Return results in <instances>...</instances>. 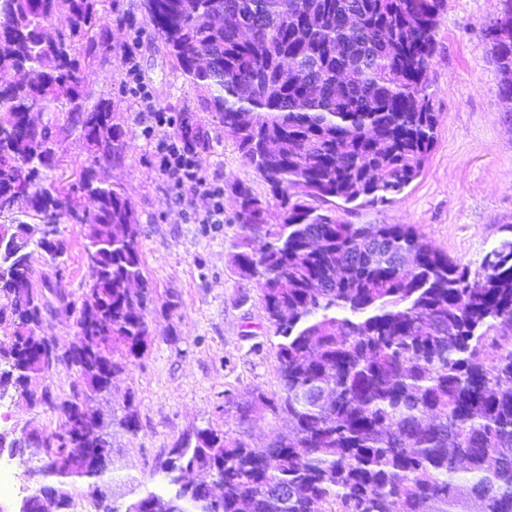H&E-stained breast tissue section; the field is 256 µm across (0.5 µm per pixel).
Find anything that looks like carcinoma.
I'll return each mask as SVG.
<instances>
[{
  "instance_id": "obj_1",
  "label": "carcinoma",
  "mask_w": 512,
  "mask_h": 512,
  "mask_svg": "<svg viewBox=\"0 0 512 512\" xmlns=\"http://www.w3.org/2000/svg\"><path fill=\"white\" fill-rule=\"evenodd\" d=\"M445 0H142L146 22L203 110L224 127L244 163L279 201L266 224L252 191L235 189L238 223L252 233L237 255L256 279L280 337L282 395L241 408L242 422L270 407L289 432L262 449L213 428L180 438L161 465L166 492L143 512H512V238L476 270L436 250L409 224H346L291 194L368 204L393 201L421 174L434 146L430 61ZM217 10L227 23L212 28ZM350 13L362 17L352 26ZM112 0H0V218L49 226L53 241L25 237L0 250V399L40 403L60 425L19 448L27 473L73 507L81 480L104 512H122L98 485L92 435L101 413L74 415L112 388L148 345L139 228L122 189L87 167L68 188L42 185L58 141L77 136L97 162L120 155L112 102L85 70L111 63ZM512 0L482 27L512 92ZM198 54L209 58L203 71ZM46 119L26 115L35 100ZM93 201L81 209L72 195ZM96 224L87 238L89 284L81 304L60 283L32 278L43 253L63 276L59 225ZM76 315L71 348L35 336L44 316ZM65 369L82 387L58 400L46 379ZM210 464V486L185 473ZM222 493L213 499L212 489Z\"/></svg>"
}]
</instances>
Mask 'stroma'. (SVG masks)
<instances>
[{"label": "stroma", "instance_id": "35a3bbf8", "mask_svg": "<svg viewBox=\"0 0 512 512\" xmlns=\"http://www.w3.org/2000/svg\"><path fill=\"white\" fill-rule=\"evenodd\" d=\"M120 14L133 17L143 33L113 25L120 46H134L142 80L173 124L155 125L126 94L122 55L111 69L89 74L93 89L112 101L124 130L120 159L99 167V177L118 184L129 198L139 224L142 274L153 301L145 319L148 347L112 381L107 403L89 400L90 409L107 406L115 418L134 413L137 432L112 428L110 473L117 502L161 492L158 471L174 442L195 428H213L255 448L286 431L283 415L264 411L250 424L239 410L258 394L279 395L278 337L266 319L255 281L239 277L235 256L247 232L235 220V186L267 197L256 170L242 162L223 127L202 112L200 98L184 80L174 60L146 26L140 0H116ZM501 0H447L435 32L430 78L439 112L437 139L420 176L394 202L373 207L336 201L335 213L348 224H413L458 263L478 268L485 254L512 230V122L497 94L501 76L491 50L479 35L493 22ZM197 119L205 143L196 160L201 174L224 189V221L200 223L211 207L198 195L192 203L176 199L167 178L151 163L157 141L177 134L184 116ZM62 163L44 171V185L76 182L88 156L78 139H64ZM67 243L64 287L80 300L88 286L80 224H64ZM59 413L30 409L20 399L0 401V429L30 426L49 431Z\"/></svg>", "mask_w": 512, "mask_h": 512}]
</instances>
